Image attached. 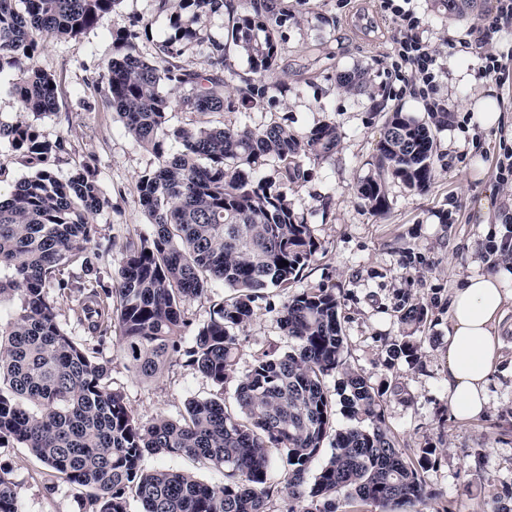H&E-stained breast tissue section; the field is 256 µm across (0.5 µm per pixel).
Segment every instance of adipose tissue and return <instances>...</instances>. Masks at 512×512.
<instances>
[{"mask_svg":"<svg viewBox=\"0 0 512 512\" xmlns=\"http://www.w3.org/2000/svg\"><path fill=\"white\" fill-rule=\"evenodd\" d=\"M512 271L475 273L454 288L448 312V376L445 390L455 417L473 419L487 405L486 386L499 359L495 327L506 301L512 299L508 283Z\"/></svg>","mask_w":512,"mask_h":512,"instance_id":"adipose-tissue-1","label":"adipose tissue"}]
</instances>
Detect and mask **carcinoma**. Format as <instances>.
I'll return each instance as SVG.
<instances>
[{"mask_svg": "<svg viewBox=\"0 0 512 512\" xmlns=\"http://www.w3.org/2000/svg\"><path fill=\"white\" fill-rule=\"evenodd\" d=\"M120 0H0V72L18 73L11 92L19 112L0 122L6 143L36 174L0 199V304L20 296V306L0 316V446L16 442L55 476L90 491L96 512H128L127 494L143 512H269L279 492L306 503L300 512H336V494L380 512L436 497L422 477L436 449L410 458L386 425L382 403L397 395L345 366L346 338L339 301L331 288H308L282 306L279 323L289 351L259 354L239 379L235 409L223 395L193 399L179 419L139 422L123 393L112 388L108 367L75 340L58 320L59 302H72L73 320L91 336L118 332L127 367L149 379L180 359L219 391L233 378L238 336L270 287L288 289L319 250L311 227L288 204V185L305 180L299 157L325 159L336 151V128L324 124L299 133L265 128L182 127L173 111L236 112L272 100L267 74L278 65L280 28L272 0H244L224 41L205 19L224 0H156L173 34L146 60L132 41L116 35L118 54L102 74L105 94L134 141L157 166L136 190L151 229L130 243L117 276L104 284L95 270L97 225L106 205L90 166L60 178L51 160L67 152L65 140L40 137L35 120L57 109L54 74L36 58L50 41L81 46L84 35ZM477 0H447L448 15L462 17ZM196 48L210 73L187 68L182 56ZM244 56L249 75L225 95L230 50ZM445 122L433 114L415 119L396 108L386 113L376 144L373 175L359 194L375 211L387 206L386 180L424 190L435 178V132ZM176 140L181 149L169 152ZM276 163L278 179L259 176ZM288 265L280 268V261ZM232 295L216 304L191 346L183 345L185 305L218 287ZM425 308H402L404 335L387 350V365L414 363L415 333ZM342 372L340 405L347 425L333 428L334 403L326 378ZM331 454L316 473L311 465L324 445ZM186 456L224 473L209 485L194 474L143 467L147 455ZM286 460L282 485L270 481L271 457ZM0 512H19L16 484L0 468Z\"/></svg>", "mask_w": 512, "mask_h": 512, "instance_id": "1", "label": "carcinoma"}]
</instances>
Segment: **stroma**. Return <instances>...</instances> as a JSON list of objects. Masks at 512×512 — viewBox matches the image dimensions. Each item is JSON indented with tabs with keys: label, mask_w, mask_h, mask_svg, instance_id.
I'll use <instances>...</instances> for the list:
<instances>
[{
	"label": "stroma",
	"mask_w": 512,
	"mask_h": 512,
	"mask_svg": "<svg viewBox=\"0 0 512 512\" xmlns=\"http://www.w3.org/2000/svg\"><path fill=\"white\" fill-rule=\"evenodd\" d=\"M288 13L282 27L280 59L267 76L277 85L274 99L260 107L200 115L174 112L170 122L185 127H265L283 124L298 131L329 123L338 137L330 158L302 159L305 182L288 187V200L310 224L320 249L290 291L266 290L256 318L238 330L237 375L251 367L255 354L291 346L279 316L290 294L331 288L340 303L346 337L344 359L372 384L399 386L400 395L383 404L387 425L403 447L416 452L425 444L438 460L423 474L436 498L413 512H498L512 494V300L496 327L501 358L490 376L488 404L482 416H453L443 387L448 373V307L451 294L469 274L496 272L502 258L485 245L505 214H512V182L503 183L498 162L512 154V75L496 81L480 76L481 60L468 48L477 24L492 21L496 0H484L481 12L450 18L442 0H410L423 20V41L437 53V95L452 108L448 124L436 133L435 179L424 191L396 180L384 187L388 206L373 211L358 192L371 175L376 143L386 112L402 107L422 119L426 113L410 93L408 68L399 66L393 35L396 24L383 0H276ZM152 20L148 37L139 38L141 55L153 59L158 42L171 34L155 0H121L115 10L87 32L82 46L54 41L37 58L58 82L59 107L38 120L42 137L64 138L71 154L54 161L66 177L84 161L94 164L109 206L96 215L98 266L102 276L117 269L128 238L147 233L136 183L156 166L153 154L125 131L103 92L94 90L113 55L116 34L136 21ZM362 70L366 85L349 91L339 74ZM492 98L503 114L501 125L484 129L471 123L473 105ZM419 302L428 318L418 334L415 364L385 363L386 350L402 334L400 311ZM96 349L133 415L143 423L157 417H181L189 400L219 393L187 363L171 366L150 382L138 380L120 356L115 334ZM235 386L227 384L225 400ZM0 466L12 472L20 512H93L86 492L50 475L43 463L19 444L0 447Z\"/></svg>",
	"instance_id": "35a3bbf8"
}]
</instances>
